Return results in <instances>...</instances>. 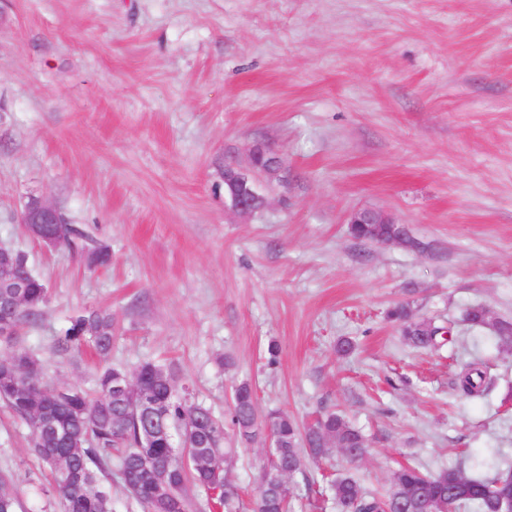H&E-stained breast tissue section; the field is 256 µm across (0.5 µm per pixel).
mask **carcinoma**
<instances>
[{"instance_id": "carcinoma-1", "label": "carcinoma", "mask_w": 512, "mask_h": 512, "mask_svg": "<svg viewBox=\"0 0 512 512\" xmlns=\"http://www.w3.org/2000/svg\"><path fill=\"white\" fill-rule=\"evenodd\" d=\"M393 230L391 224L349 226L353 238L369 243L390 236ZM59 245L89 270L111 260L110 249L75 224L60 226ZM25 261L27 257L20 251L0 252V267L18 276L23 274L20 265ZM47 302L44 281L37 277L29 281L20 308L13 312L10 333L3 337L7 352L0 354V401L30 426V451L54 473L61 512H112L106 481L114 465L129 493L147 512H188L189 484L207 493L217 491L214 501L224 512H238V487L229 474L232 449L223 448L228 427L242 444H253L265 434L274 440L273 456L261 464L263 476L270 470H280L290 478L303 471L308 462H317L335 451L346 452L350 470L338 474L330 484L336 512H465L468 508L474 512H504L512 499V466L498 467L489 476L472 474L462 463L434 473L403 466L392 473L387 493L370 491L352 473L365 460L366 439L343 414L325 413L303 428L278 411L260 419L253 388L247 381L235 387L224 421L188 397L176 395L170 372L152 362L138 366V391L124 395L112 390L114 378L124 371L111 366L103 367L97 378L99 396L95 399L76 386H46L41 381L39 363L17 345V335L21 326L40 320ZM390 316L399 323L403 341L413 348H432L444 334L443 328L418 315L408 302L398 304ZM463 322L491 331L502 346L512 347V321L494 317L488 308H467ZM85 346L101 360L107 359L112 350L110 313L89 310L73 316L55 341L62 355L79 353ZM454 385L462 397L480 399L488 395L493 378L484 363L471 362L456 374ZM143 395L163 404L168 430H190V444L201 445L210 453L215 448L224 449L223 469L216 470L206 458L184 467L171 458L170 449L160 441L150 449V457H143L138 448L139 435L149 424L148 414L142 409ZM162 476L178 487L177 501L156 494ZM293 496L286 481L274 486L261 482L253 512H288Z\"/></svg>"}]
</instances>
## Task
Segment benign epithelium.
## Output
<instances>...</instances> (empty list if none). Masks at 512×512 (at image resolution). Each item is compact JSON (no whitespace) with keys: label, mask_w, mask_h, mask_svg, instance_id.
<instances>
[{"label":"benign epithelium","mask_w":512,"mask_h":512,"mask_svg":"<svg viewBox=\"0 0 512 512\" xmlns=\"http://www.w3.org/2000/svg\"><path fill=\"white\" fill-rule=\"evenodd\" d=\"M284 166L283 158L273 149L264 145L254 146L249 153L248 165L228 163L224 167V196L230 207L242 215H249L265 203L260 193L257 175H274ZM61 211L48 201L33 197L24 206L21 223L29 224L34 232L41 235L43 244L57 246L56 237L48 227L61 222ZM351 224H395L402 229L407 225L398 222L390 215L371 210H357L349 217Z\"/></svg>","instance_id":"benign-epithelium-1"}]
</instances>
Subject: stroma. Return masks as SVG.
<instances>
[{"label": "stroma", "instance_id": "obj_1", "mask_svg": "<svg viewBox=\"0 0 512 512\" xmlns=\"http://www.w3.org/2000/svg\"><path fill=\"white\" fill-rule=\"evenodd\" d=\"M256 144L285 168L242 215L224 166ZM33 197L111 265L31 237ZM358 209L427 251L353 239ZM0 246L48 285L18 340L49 383L94 389L97 358L55 338L102 309L112 367L162 364L216 416L245 380L263 415L344 412L368 439V488L407 463L512 465V351L462 320L481 304L512 321V0H0ZM401 301L451 342L406 346L387 317ZM473 361L496 382L464 400L454 378ZM30 437L0 404L19 512H59ZM228 445L250 500L267 443ZM345 466L337 453L290 478L293 512H333L325 476ZM58 228V245L65 247L87 269L94 270L110 262V249L96 241L85 229L75 224H63Z\"/></svg>", "mask_w": 512, "mask_h": 512}]
</instances>
